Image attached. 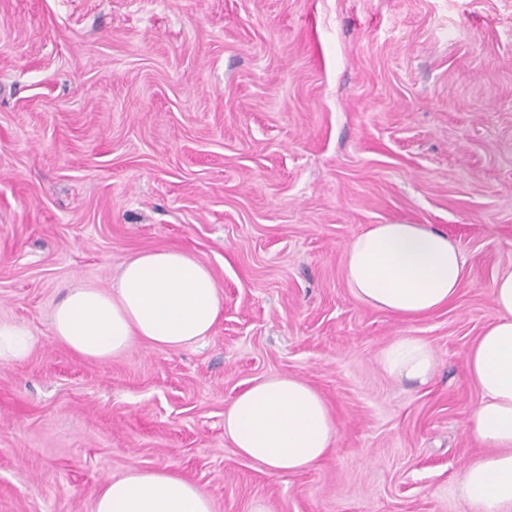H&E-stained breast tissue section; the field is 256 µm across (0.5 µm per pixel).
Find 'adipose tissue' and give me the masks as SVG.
I'll list each match as a JSON object with an SVG mask.
<instances>
[{
  "instance_id": "obj_1",
  "label": "adipose tissue",
  "mask_w": 512,
  "mask_h": 512,
  "mask_svg": "<svg viewBox=\"0 0 512 512\" xmlns=\"http://www.w3.org/2000/svg\"><path fill=\"white\" fill-rule=\"evenodd\" d=\"M344 273L353 296L387 314L416 318L449 305L466 279L465 260L447 234L420 224H376L346 249ZM495 321L469 351L465 369L480 392L467 413L471 437L487 455L471 462L458 491L469 512H512V270L492 285ZM222 299L208 270L178 250L147 251L123 266L115 291L73 285L55 305L56 339L76 354L105 359L136 340L181 348L212 331ZM391 375L420 383L435 354L418 338L389 346ZM224 434L239 453L275 474L312 468L338 439L317 391L301 379L256 381L224 414ZM94 512H212L193 483L168 470L136 471L98 490Z\"/></svg>"
}]
</instances>
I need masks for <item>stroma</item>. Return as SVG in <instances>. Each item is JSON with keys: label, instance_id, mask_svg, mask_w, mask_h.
<instances>
[{"label": "stroma", "instance_id": "35a3bbf8", "mask_svg": "<svg viewBox=\"0 0 512 512\" xmlns=\"http://www.w3.org/2000/svg\"><path fill=\"white\" fill-rule=\"evenodd\" d=\"M376 224L448 235L451 305L352 295L346 247ZM162 249L217 284L204 342L95 360L55 339L65 286ZM511 267L512 0H0V321L35 339L0 362V512H93L153 469L214 512H468L465 358ZM407 337L435 353L426 383L383 366ZM282 375L338 442L273 475L224 412Z\"/></svg>", "mask_w": 512, "mask_h": 512}]
</instances>
